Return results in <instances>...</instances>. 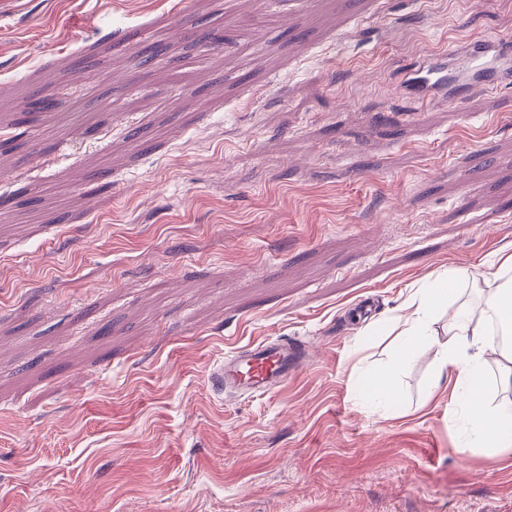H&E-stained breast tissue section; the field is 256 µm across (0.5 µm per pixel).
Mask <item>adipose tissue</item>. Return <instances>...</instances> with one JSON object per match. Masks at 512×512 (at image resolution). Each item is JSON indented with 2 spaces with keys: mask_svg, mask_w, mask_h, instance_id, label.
<instances>
[{
  "mask_svg": "<svg viewBox=\"0 0 512 512\" xmlns=\"http://www.w3.org/2000/svg\"><path fill=\"white\" fill-rule=\"evenodd\" d=\"M512 269V254L497 271L475 276L453 269L432 285L417 289L401 315L383 320L377 333L392 337L389 363L364 373L358 379L361 394L391 405L397 401L394 377L417 346L433 350L435 383L450 382L467 424L472 448H512V344H497L490 337V323L512 335V283L501 279ZM449 312L445 327L438 316ZM496 365L498 384L510 399L491 403L488 399V365Z\"/></svg>",
  "mask_w": 512,
  "mask_h": 512,
  "instance_id": "adipose-tissue-1",
  "label": "adipose tissue"
}]
</instances>
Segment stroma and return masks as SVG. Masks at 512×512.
<instances>
[{"label":"stroma","mask_w":512,"mask_h":512,"mask_svg":"<svg viewBox=\"0 0 512 512\" xmlns=\"http://www.w3.org/2000/svg\"><path fill=\"white\" fill-rule=\"evenodd\" d=\"M481 37L512 0H0V512H512L426 345L357 390L378 322L512 253V82L399 86ZM265 336L298 376L216 391Z\"/></svg>","instance_id":"stroma-1"}]
</instances>
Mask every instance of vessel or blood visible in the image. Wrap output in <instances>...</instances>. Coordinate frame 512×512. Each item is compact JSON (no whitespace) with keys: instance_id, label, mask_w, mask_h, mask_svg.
Here are the masks:
<instances>
[{"instance_id":"b4317fda","label":"vessel or blood","mask_w":512,"mask_h":512,"mask_svg":"<svg viewBox=\"0 0 512 512\" xmlns=\"http://www.w3.org/2000/svg\"><path fill=\"white\" fill-rule=\"evenodd\" d=\"M512 79V40L474 39L449 47L438 60L423 62L403 73L407 94L420 102L445 98L456 102L467 93ZM307 352L301 344L263 338L225 357L213 371L216 388L230 387L263 394L285 385L301 370Z\"/></svg>"}]
</instances>
